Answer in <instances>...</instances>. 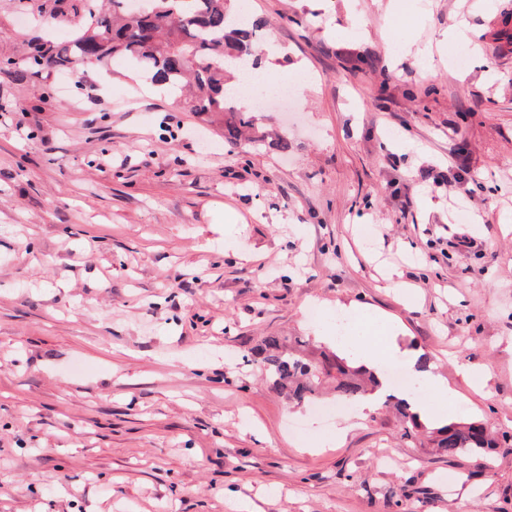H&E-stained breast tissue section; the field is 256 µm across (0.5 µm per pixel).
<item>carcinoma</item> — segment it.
<instances>
[{
    "mask_svg": "<svg viewBox=\"0 0 512 512\" xmlns=\"http://www.w3.org/2000/svg\"><path fill=\"white\" fill-rule=\"evenodd\" d=\"M103 10L96 0H84L80 32L69 38L33 40L27 43L24 71L37 75L77 61L122 56L134 60L151 81L172 90L192 84L196 93L187 106L192 112L224 113V138L236 142L244 129L255 125L250 112L237 107L226 95L232 66L247 67V57L256 48L261 23L239 21L231 13L232 0H110ZM299 340L267 336L253 353L271 385L302 403L317 397L326 383L336 395L356 400L373 375L354 360L337 353H324L311 360L296 345ZM395 407L412 428L403 436L412 438L420 426L408 404L399 399ZM437 448L450 454L483 456L509 443L506 433L496 435L479 422L452 423L432 431Z\"/></svg>",
    "mask_w": 512,
    "mask_h": 512,
    "instance_id": "cac0c4a2",
    "label": "carcinoma"
}]
</instances>
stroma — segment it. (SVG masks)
Wrapping results in <instances>:
<instances>
[{"label": "stroma", "instance_id": "stroma-1", "mask_svg": "<svg viewBox=\"0 0 512 512\" xmlns=\"http://www.w3.org/2000/svg\"><path fill=\"white\" fill-rule=\"evenodd\" d=\"M249 4L278 79H303L293 117L259 113L267 147L128 59L0 63V512H512V447L451 456L243 363L271 335L335 350L352 304L512 433V0ZM462 20L461 69L438 37ZM75 28L0 0V54ZM459 370L461 375L477 389H484L490 379L489 368L483 364L462 362Z\"/></svg>", "mask_w": 512, "mask_h": 512}]
</instances>
